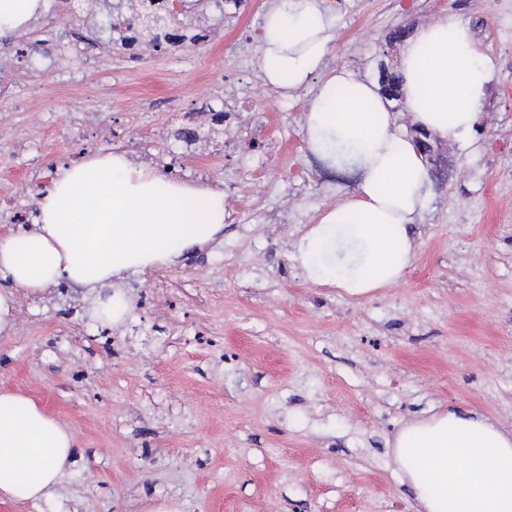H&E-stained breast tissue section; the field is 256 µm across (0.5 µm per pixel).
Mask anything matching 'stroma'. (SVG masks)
Listing matches in <instances>:
<instances>
[{"label":"stroma","instance_id":"1","mask_svg":"<svg viewBox=\"0 0 512 512\" xmlns=\"http://www.w3.org/2000/svg\"><path fill=\"white\" fill-rule=\"evenodd\" d=\"M187 7L188 40L137 58L85 3L73 21L0 41V231L13 204L38 211L56 166L125 150L185 182L223 188L220 241L175 266L115 282L130 310L103 326L95 297L63 281L20 295L0 339V388L38 398L71 429L65 482L13 512H417L393 459L407 424L474 406L512 432V0H326L328 68L363 80L398 71L390 36L463 20L495 63L469 146L430 136L431 195L418 249L395 284L348 297L309 280L296 246L342 197L308 151L311 78L284 98L260 80L271 0ZM207 29L204 42L191 35ZM98 48L85 61L69 53ZM81 69L32 76L16 47ZM233 124L213 133L211 109ZM38 157L40 175L24 162Z\"/></svg>","mask_w":512,"mask_h":512}]
</instances>
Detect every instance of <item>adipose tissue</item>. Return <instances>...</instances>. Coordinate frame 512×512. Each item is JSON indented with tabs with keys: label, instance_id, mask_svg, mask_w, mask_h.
Here are the masks:
<instances>
[{
	"label": "adipose tissue",
	"instance_id": "adipose-tissue-1",
	"mask_svg": "<svg viewBox=\"0 0 512 512\" xmlns=\"http://www.w3.org/2000/svg\"><path fill=\"white\" fill-rule=\"evenodd\" d=\"M324 0H274L262 17L260 78L287 95L314 75L322 81L304 116L309 150L325 158L336 136L353 151L336 162L355 187L301 237L298 257L312 282L361 297L399 281L412 263L411 227L430 196L429 171L408 137L396 132L375 83L345 69L325 72L334 18ZM45 0H0V38L27 28ZM495 62L467 23L441 18L406 41L400 74L410 112L444 139L467 141L493 78ZM224 191L176 181L135 164L123 151L90 155L59 169L41 191L33 229L0 235V338L12 336L18 292L37 294L67 281L96 293L93 319L126 313L109 294L131 270L176 264L224 231ZM355 243L352 265L327 266L335 246ZM69 428L32 397L0 390V497H45L74 463ZM395 462L420 512H512V432L475 410H454L408 424Z\"/></svg>",
	"mask_w": 512,
	"mask_h": 512
}]
</instances>
